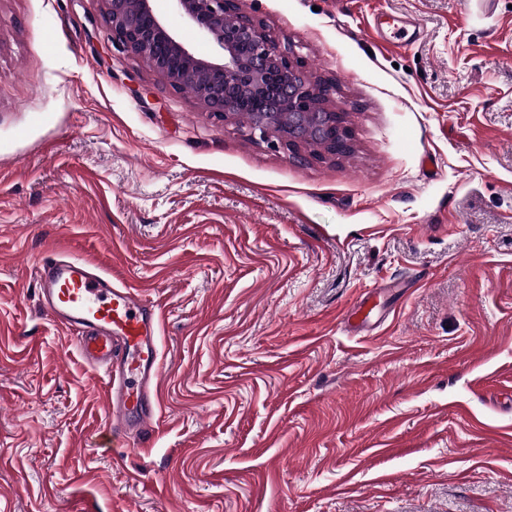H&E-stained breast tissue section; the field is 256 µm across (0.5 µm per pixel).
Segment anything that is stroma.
I'll return each mask as SVG.
<instances>
[{"mask_svg": "<svg viewBox=\"0 0 512 512\" xmlns=\"http://www.w3.org/2000/svg\"><path fill=\"white\" fill-rule=\"evenodd\" d=\"M239 7L348 155L210 118L103 0H0V512H512V0ZM61 240L161 309L152 432L41 307ZM377 307L373 294H368L348 313L345 322L353 327L363 328L368 325L373 310Z\"/></svg>", "mask_w": 512, "mask_h": 512, "instance_id": "obj_1", "label": "stroma"}]
</instances>
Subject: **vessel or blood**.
<instances>
[{"label": "vessel or blood", "instance_id": "vessel-or-blood-1", "mask_svg": "<svg viewBox=\"0 0 512 512\" xmlns=\"http://www.w3.org/2000/svg\"><path fill=\"white\" fill-rule=\"evenodd\" d=\"M38 282L43 309L71 331L82 360L104 371L111 431L149 430L160 412L153 386L161 374L157 306L136 289L113 284L93 262L70 258L60 248L41 263ZM375 307L374 295H367L348 313L347 324L365 327Z\"/></svg>", "mask_w": 512, "mask_h": 512}]
</instances>
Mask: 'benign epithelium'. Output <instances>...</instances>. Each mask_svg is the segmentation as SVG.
<instances>
[{
    "label": "benign epithelium",
    "instance_id": "7a95c632",
    "mask_svg": "<svg viewBox=\"0 0 512 512\" xmlns=\"http://www.w3.org/2000/svg\"><path fill=\"white\" fill-rule=\"evenodd\" d=\"M106 21L123 47L143 57L166 82L192 87L215 119L254 113L249 135L275 137L296 152L339 157L350 132L341 109L320 105L326 88L311 81L295 52L273 45L238 0H169L173 11L216 49L203 58L184 44L154 10L152 0H104Z\"/></svg>",
    "mask_w": 512,
    "mask_h": 512
}]
</instances>
